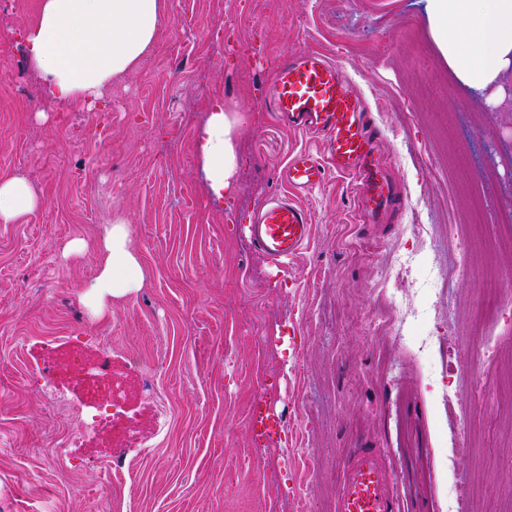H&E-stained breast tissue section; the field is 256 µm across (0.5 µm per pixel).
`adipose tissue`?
<instances>
[{
    "label": "adipose tissue",
    "instance_id": "ef3b65f1",
    "mask_svg": "<svg viewBox=\"0 0 512 512\" xmlns=\"http://www.w3.org/2000/svg\"><path fill=\"white\" fill-rule=\"evenodd\" d=\"M166 0H41L27 33V51L52 94L79 103L137 67L157 39ZM430 31L455 79L476 92L512 74V0H428ZM238 118L218 108L199 137L207 191L230 195L237 171ZM42 205L21 176L0 177V223L15 224ZM101 269L90 295L123 298L143 287L145 272L125 221L101 242Z\"/></svg>",
    "mask_w": 512,
    "mask_h": 512
}]
</instances>
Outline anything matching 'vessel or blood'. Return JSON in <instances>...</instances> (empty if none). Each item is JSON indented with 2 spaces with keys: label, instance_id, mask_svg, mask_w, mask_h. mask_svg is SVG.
<instances>
[{
  "label": "vessel or blood",
  "instance_id": "vessel-or-blood-1",
  "mask_svg": "<svg viewBox=\"0 0 512 512\" xmlns=\"http://www.w3.org/2000/svg\"><path fill=\"white\" fill-rule=\"evenodd\" d=\"M269 107L288 129L322 141L324 156L295 152L281 171L287 193L268 201L248 226L249 236L271 262L293 258L309 241L311 215L292 196L320 186L328 169L350 176L363 205L365 223L379 224L402 200L374 152L367 106L350 80L326 56L307 50L281 61L271 82ZM250 429L266 444L279 420L256 404ZM337 512H406L394 491L390 470L371 448H358L343 473Z\"/></svg>",
  "mask_w": 512,
  "mask_h": 512
}]
</instances>
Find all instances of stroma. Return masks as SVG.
Wrapping results in <instances>:
<instances>
[{
	"label": "stroma",
	"instance_id": "obj_1",
	"mask_svg": "<svg viewBox=\"0 0 512 512\" xmlns=\"http://www.w3.org/2000/svg\"><path fill=\"white\" fill-rule=\"evenodd\" d=\"M39 3L0 0V177L43 196L0 224V512H336L357 448L383 451L422 512H443L454 483L465 512H512V249L489 248L512 236V77L500 92L459 83L427 0H168L141 63L74 112L27 57ZM310 49L365 99L405 203L362 223L351 178L328 170L295 195L312 236L280 272L242 227L284 192L293 151L322 152L265 106L280 59ZM217 104L240 119L222 199L198 149ZM119 218L146 281L94 302ZM75 239L87 252L65 255ZM486 275L511 283L494 309ZM395 296L424 312L400 332ZM73 350L110 360L107 409L40 374ZM261 399L283 415L265 447L247 430ZM111 424L123 444L104 458Z\"/></svg>",
	"mask_w": 512,
	"mask_h": 512
}]
</instances>
